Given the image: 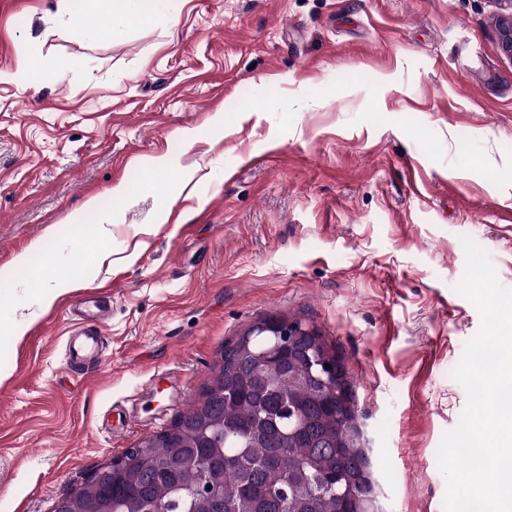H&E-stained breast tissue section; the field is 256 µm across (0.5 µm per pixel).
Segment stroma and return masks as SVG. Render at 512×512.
<instances>
[{
	"label": "stroma",
	"mask_w": 512,
	"mask_h": 512,
	"mask_svg": "<svg viewBox=\"0 0 512 512\" xmlns=\"http://www.w3.org/2000/svg\"><path fill=\"white\" fill-rule=\"evenodd\" d=\"M57 3L0 0V512H52L269 319L340 352L383 512H444L452 373L481 324L462 237L512 288L494 0H159L110 39ZM60 274L74 288L44 304ZM95 288L112 363L77 369L62 308ZM158 370L176 392L149 395Z\"/></svg>",
	"instance_id": "stroma-1"
}]
</instances>
